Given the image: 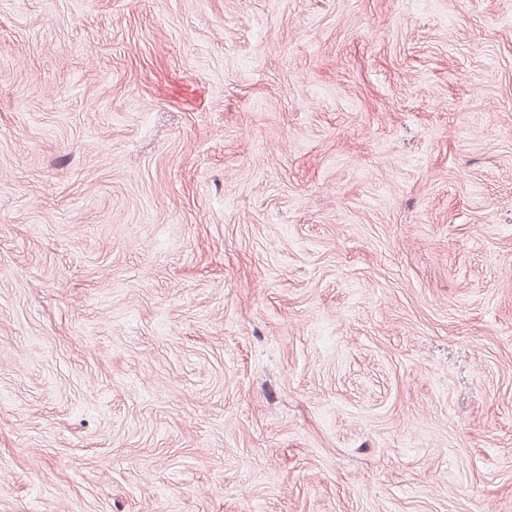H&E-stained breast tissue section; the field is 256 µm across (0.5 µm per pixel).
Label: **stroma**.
<instances>
[{"mask_svg":"<svg viewBox=\"0 0 512 512\" xmlns=\"http://www.w3.org/2000/svg\"><path fill=\"white\" fill-rule=\"evenodd\" d=\"M0 512H512V0H0Z\"/></svg>","mask_w":512,"mask_h":512,"instance_id":"obj_1","label":"stroma"}]
</instances>
